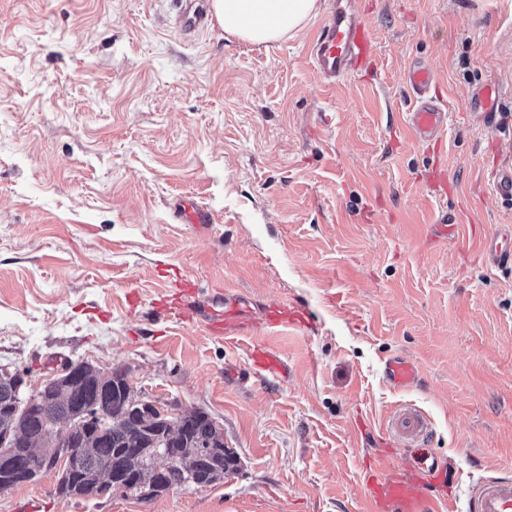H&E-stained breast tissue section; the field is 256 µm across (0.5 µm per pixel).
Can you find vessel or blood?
Here are the masks:
<instances>
[{
  "label": "vessel or blood",
  "instance_id": "obj_1",
  "mask_svg": "<svg viewBox=\"0 0 512 512\" xmlns=\"http://www.w3.org/2000/svg\"><path fill=\"white\" fill-rule=\"evenodd\" d=\"M179 2L182 27L189 30L211 28L213 18L207 0ZM373 52V38L364 18L346 0H333L308 46L315 70L333 84L359 70ZM403 81L412 99L411 110L402 115L409 138L419 144L442 139L448 113L438 96L433 68L424 62L412 63L404 71ZM172 215L180 224L201 225L212 221L206 209L184 199L174 204ZM460 222L459 213L450 211L439 215L431 226V238L453 236ZM482 250L495 265L512 263V238L485 239ZM177 286L182 300L169 307L168 312L178 321L206 335L223 338L231 345L251 336L253 323L231 291L217 288L206 293L186 278L178 281ZM250 360L248 371L231 368L228 376L245 382L252 372L279 374L284 369L277 353L265 345L253 346ZM384 377L393 389H409L418 380V369L404 355H392L384 362ZM384 432L399 446L415 448L425 445L431 424L419 409L402 407L389 417ZM427 484L426 474L399 473L392 453L377 455L364 474L366 512H454L453 502L435 498ZM469 512H512V478L489 477L479 482L469 502Z\"/></svg>",
  "mask_w": 512,
  "mask_h": 512
}]
</instances>
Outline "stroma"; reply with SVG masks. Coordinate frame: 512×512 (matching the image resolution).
Segmentation results:
<instances>
[{"mask_svg":"<svg viewBox=\"0 0 512 512\" xmlns=\"http://www.w3.org/2000/svg\"><path fill=\"white\" fill-rule=\"evenodd\" d=\"M375 60L336 86L308 57L316 25L268 45L182 29L177 0H0V366L35 391L67 360L125 370L141 398L204 411L235 473L145 501L57 494V475L0 491V512H364L363 466L397 404L432 422L402 466L439 457L435 494L468 512L512 476V269L485 236L512 226V0H360ZM428 59L449 129L399 130L401 73ZM493 84L494 117L471 111ZM192 197L212 224L174 223ZM459 237L427 238L438 209ZM240 293L237 345L158 317L178 278ZM304 311L301 329L262 325ZM285 371L238 384L252 344ZM402 354L417 387L392 392ZM384 377L395 390L409 389L418 380V369L414 362L404 355H392L384 361Z\"/></svg>","mask_w":512,"mask_h":512,"instance_id":"35a3bbf8","label":"stroma"}]
</instances>
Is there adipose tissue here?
Here are the masks:
<instances>
[{"label": "adipose tissue", "instance_id": "1", "mask_svg": "<svg viewBox=\"0 0 512 512\" xmlns=\"http://www.w3.org/2000/svg\"><path fill=\"white\" fill-rule=\"evenodd\" d=\"M225 32L246 42L270 44L315 18L318 0H213Z\"/></svg>", "mask_w": 512, "mask_h": 512}]
</instances>
